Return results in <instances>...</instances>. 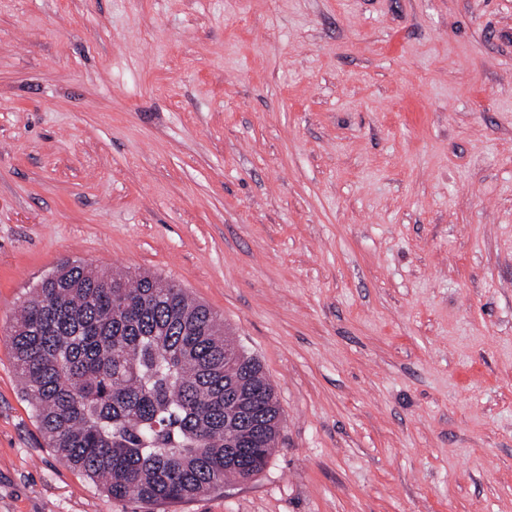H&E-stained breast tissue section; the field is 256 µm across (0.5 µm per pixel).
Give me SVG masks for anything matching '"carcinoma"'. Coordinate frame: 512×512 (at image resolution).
Wrapping results in <instances>:
<instances>
[{
  "label": "carcinoma",
  "mask_w": 512,
  "mask_h": 512,
  "mask_svg": "<svg viewBox=\"0 0 512 512\" xmlns=\"http://www.w3.org/2000/svg\"><path fill=\"white\" fill-rule=\"evenodd\" d=\"M11 348L47 446L115 499L180 503L250 478L279 436L260 362L149 272L61 264L22 305Z\"/></svg>",
  "instance_id": "1"
}]
</instances>
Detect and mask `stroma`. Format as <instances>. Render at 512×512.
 I'll return each mask as SVG.
<instances>
[{"label": "stroma", "mask_w": 512, "mask_h": 512, "mask_svg": "<svg viewBox=\"0 0 512 512\" xmlns=\"http://www.w3.org/2000/svg\"><path fill=\"white\" fill-rule=\"evenodd\" d=\"M79 261L256 357L266 468L116 500L13 366ZM0 512H512V0H0Z\"/></svg>", "instance_id": "1"}]
</instances>
